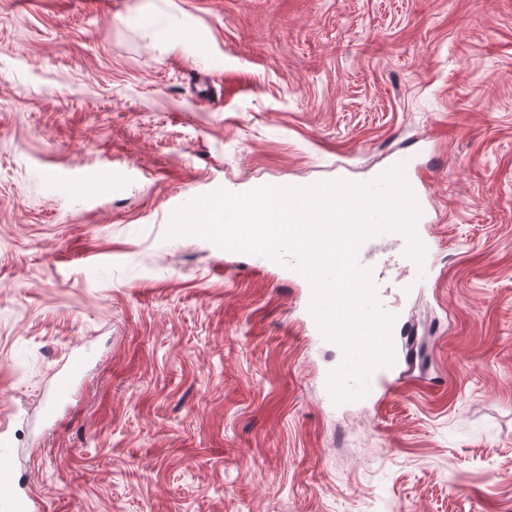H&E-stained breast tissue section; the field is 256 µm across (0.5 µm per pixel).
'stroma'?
<instances>
[{"mask_svg": "<svg viewBox=\"0 0 512 512\" xmlns=\"http://www.w3.org/2000/svg\"><path fill=\"white\" fill-rule=\"evenodd\" d=\"M401 153L441 278L336 405L287 266L166 232ZM0 415L43 512H512V0H0ZM84 366L83 357L75 355L64 368L55 373L52 396L42 408V416L47 424L56 423L62 410L68 407L74 384L84 373Z\"/></svg>", "mask_w": 512, "mask_h": 512, "instance_id": "35a3bbf8", "label": "stroma"}]
</instances>
